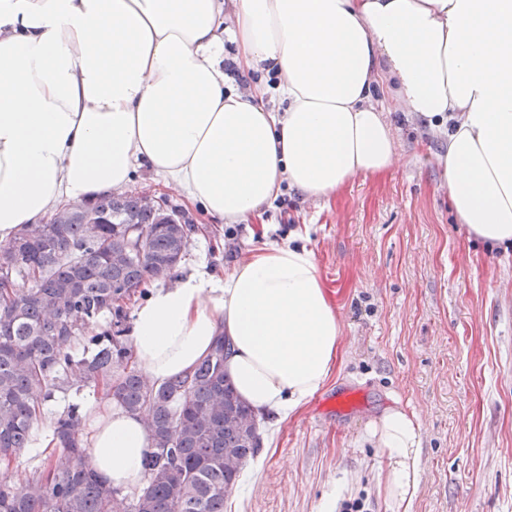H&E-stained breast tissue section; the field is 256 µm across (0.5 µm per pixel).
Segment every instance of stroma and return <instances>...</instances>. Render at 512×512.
<instances>
[{
    "label": "stroma",
    "instance_id": "35a3bbf8",
    "mask_svg": "<svg viewBox=\"0 0 512 512\" xmlns=\"http://www.w3.org/2000/svg\"><path fill=\"white\" fill-rule=\"evenodd\" d=\"M397 159L327 200L283 188L261 223L213 224L175 188L170 204L198 224L177 272L221 277L267 244H306L342 326L321 396L359 392L328 416L315 402L261 430L259 467L232 487L228 512H336L365 497L390 512L382 452L367 423L388 405L413 412L422 466L408 512H512V250L469 240L448 207L443 139L389 104Z\"/></svg>",
    "mask_w": 512,
    "mask_h": 512
}]
</instances>
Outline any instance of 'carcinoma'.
<instances>
[{
  "mask_svg": "<svg viewBox=\"0 0 512 512\" xmlns=\"http://www.w3.org/2000/svg\"><path fill=\"white\" fill-rule=\"evenodd\" d=\"M170 215L140 195L110 193L0 242V512H224L260 447L255 414L224 374V338L189 375L154 386L132 364L124 326L126 301L170 279L199 231L183 211ZM106 313L111 321L90 334ZM75 342L91 353L77 356ZM71 379L145 415L151 449L136 494H120L89 466L77 404L53 421L59 451L15 492L13 459Z\"/></svg>",
  "mask_w": 512,
  "mask_h": 512,
  "instance_id": "carcinoma-1",
  "label": "carcinoma"
}]
</instances>
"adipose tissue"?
I'll use <instances>...</instances> for the list:
<instances>
[{"instance_id":"adipose-tissue-1","label":"adipose tissue","mask_w":512,"mask_h":512,"mask_svg":"<svg viewBox=\"0 0 512 512\" xmlns=\"http://www.w3.org/2000/svg\"><path fill=\"white\" fill-rule=\"evenodd\" d=\"M229 54L258 74L248 89L225 72ZM380 92L445 137L468 237L512 248V0H0V241L64 201L123 190L139 168L218 224L260 218L286 186L330 198L396 160ZM130 334L158 384L224 336L237 394L277 423L325 386L342 330L312 249L283 244L221 278L153 287ZM88 416L92 468L138 491L142 416L108 399ZM367 430L389 508L407 512L418 419L389 407Z\"/></svg>"}]
</instances>
